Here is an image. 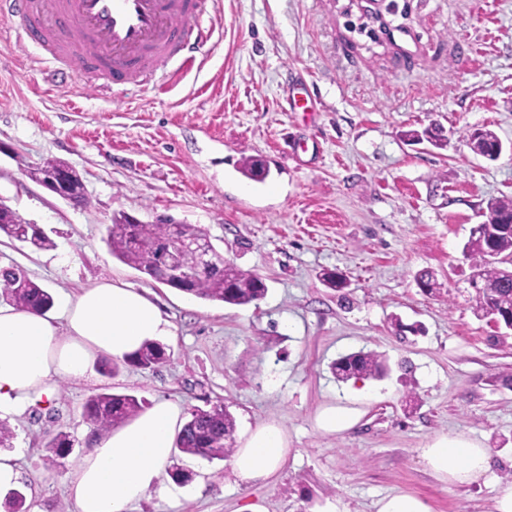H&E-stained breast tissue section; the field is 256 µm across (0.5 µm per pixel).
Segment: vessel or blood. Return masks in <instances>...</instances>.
<instances>
[{"mask_svg":"<svg viewBox=\"0 0 512 512\" xmlns=\"http://www.w3.org/2000/svg\"><path fill=\"white\" fill-rule=\"evenodd\" d=\"M0 15L113 87L179 83L212 34L206 0H0Z\"/></svg>","mask_w":512,"mask_h":512,"instance_id":"vessel-or-blood-1","label":"vessel or blood"}]
</instances>
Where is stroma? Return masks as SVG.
<instances>
[{"instance_id":"35a3bbf8","label":"stroma","mask_w":512,"mask_h":512,"mask_svg":"<svg viewBox=\"0 0 512 512\" xmlns=\"http://www.w3.org/2000/svg\"><path fill=\"white\" fill-rule=\"evenodd\" d=\"M390 35L358 30L361 0H209L215 22L202 67L169 92H97L99 75L49 85V54L0 17V202L54 241L36 250L0 236V267L16 265L62 300L109 278L147 290L172 324L168 361L112 377L65 380L52 404L9 418L30 512H76L69 481L94 432L85 400L113 393L184 413L223 402L236 434L276 422L288 458L270 481L236 484L229 461L174 452L164 498L131 512H373L381 495L415 494L431 512H493L491 484L448 488L418 451L463 433L492 449L494 481L512 480V331L471 308L462 252L490 200L512 198V0H395ZM437 126L444 144H413ZM489 129L504 151L474 154ZM260 160L257 183L241 171ZM59 158L81 176L87 204L29 176ZM169 216L204 230L224 257L258 274L266 296L248 306L199 299L112 257L114 215ZM343 274L348 288L322 275ZM432 272L442 290L417 284ZM384 356L382 379L337 380L340 357ZM355 404L358 424L326 433L325 406ZM73 451L51 464L48 435ZM192 472L173 482L169 471Z\"/></svg>"}]
</instances>
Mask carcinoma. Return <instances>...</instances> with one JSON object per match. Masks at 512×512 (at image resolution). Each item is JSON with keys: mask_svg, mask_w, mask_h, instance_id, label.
I'll list each match as a JSON object with an SVG mask.
<instances>
[{"mask_svg": "<svg viewBox=\"0 0 512 512\" xmlns=\"http://www.w3.org/2000/svg\"><path fill=\"white\" fill-rule=\"evenodd\" d=\"M474 153L486 156L499 140L490 130L468 135ZM487 210L510 220L508 224H478L471 229L464 253L472 261L474 294L471 295L473 313L486 316L498 314L503 323L512 317V199H495ZM172 232V221L160 220L155 224H127L125 215L112 220L106 243L112 256L143 272L158 271L164 265L163 242ZM0 234L27 243L37 250H49L53 241L37 226L31 224H1ZM180 291L198 298L220 301L236 306H247L262 299L267 293L263 279L237 267L217 270ZM0 300L14 306L37 308L43 312L53 306V296L33 281L19 267L0 268ZM168 359L167 348L158 341H148L131 358L124 361L106 359L99 370L113 376L121 365L155 368ZM336 377L382 379L387 374L385 360L372 352H357L341 357L333 364ZM143 410L142 401L127 394L100 392L87 398L83 415L94 431L105 434ZM235 420L224 405L216 403L210 408L190 413L175 446L182 452L208 461L222 460L232 455V437ZM74 447L69 435L59 432L45 442L49 459L57 464Z\"/></svg>", "mask_w": 512, "mask_h": 512, "instance_id": "cac0c4a2", "label": "carcinoma"}]
</instances>
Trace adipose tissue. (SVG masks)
Returning <instances> with one entry per match:
<instances>
[{"instance_id":"adipose-tissue-1","label":"adipose tissue","mask_w":512,"mask_h":512,"mask_svg":"<svg viewBox=\"0 0 512 512\" xmlns=\"http://www.w3.org/2000/svg\"><path fill=\"white\" fill-rule=\"evenodd\" d=\"M158 303L124 283L103 279L65 299L60 315L0 305V419L34 402L53 399L62 379H89L99 358L124 360L145 342L170 335ZM185 419L179 404L159 400L109 434L78 459L70 482L77 512H129L141 500L166 494L160 475ZM491 449L464 435L436 438L419 457L448 487L490 480ZM288 457L282 428L251 430L232 457L243 484L271 479Z\"/></svg>"}]
</instances>
